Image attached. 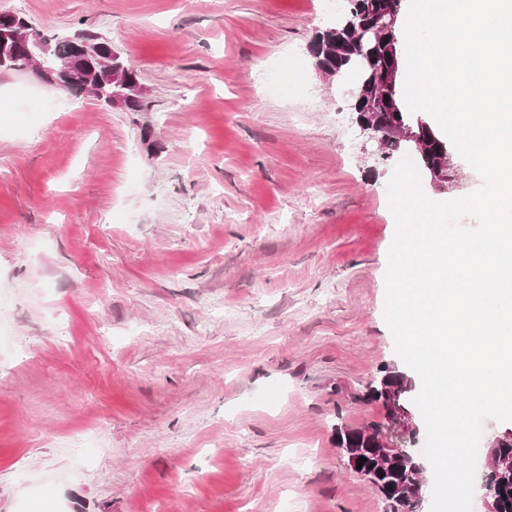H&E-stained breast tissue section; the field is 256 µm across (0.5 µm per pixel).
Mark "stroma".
I'll list each match as a JSON object with an SVG mask.
<instances>
[{
    "label": "stroma",
    "mask_w": 512,
    "mask_h": 512,
    "mask_svg": "<svg viewBox=\"0 0 512 512\" xmlns=\"http://www.w3.org/2000/svg\"><path fill=\"white\" fill-rule=\"evenodd\" d=\"M1 10L111 40L148 108L0 75V512H386L336 428L385 422L381 367L421 381L383 316L398 159L308 52L346 0Z\"/></svg>",
    "instance_id": "stroma-1"
}]
</instances>
